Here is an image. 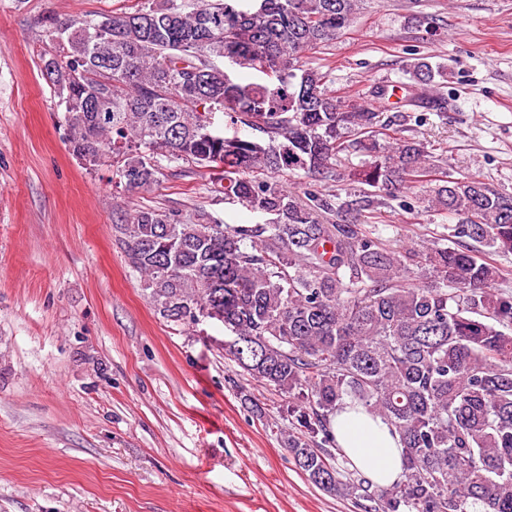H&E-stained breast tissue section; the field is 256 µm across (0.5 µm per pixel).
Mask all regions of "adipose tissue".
I'll return each instance as SVG.
<instances>
[{
    "mask_svg": "<svg viewBox=\"0 0 512 512\" xmlns=\"http://www.w3.org/2000/svg\"><path fill=\"white\" fill-rule=\"evenodd\" d=\"M333 431L351 464L376 486L384 487L401 475L399 437L381 417L363 409H344L332 421Z\"/></svg>",
    "mask_w": 512,
    "mask_h": 512,
    "instance_id": "adipose-tissue-1",
    "label": "adipose tissue"
}]
</instances>
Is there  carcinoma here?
Instances as JSON below:
<instances>
[{"label": "carcinoma", "instance_id": "obj_1", "mask_svg": "<svg viewBox=\"0 0 512 512\" xmlns=\"http://www.w3.org/2000/svg\"><path fill=\"white\" fill-rule=\"evenodd\" d=\"M362 0H158L133 12L49 16L40 70L64 109L69 150L99 152L129 190L159 185L160 160L224 172V201L263 224H209L136 209L115 225L127 264L164 320L195 326L211 308L224 352L288 398L300 427L286 448L317 487L363 512H512V293L495 288L512 254V194L477 177L432 178L427 146L392 127L441 108L444 68L410 64L406 109L381 119L328 90L303 62L349 27ZM255 80L243 83L226 70ZM86 73L80 83L70 70ZM233 135H216L211 105ZM251 131L239 135V129ZM356 151L358 165L343 168ZM339 179L329 198L279 176ZM409 197L418 215L457 223L437 241L389 242L374 220ZM381 416L400 437L401 477L370 485L331 422L346 405Z\"/></svg>", "mask_w": 512, "mask_h": 512}]
</instances>
